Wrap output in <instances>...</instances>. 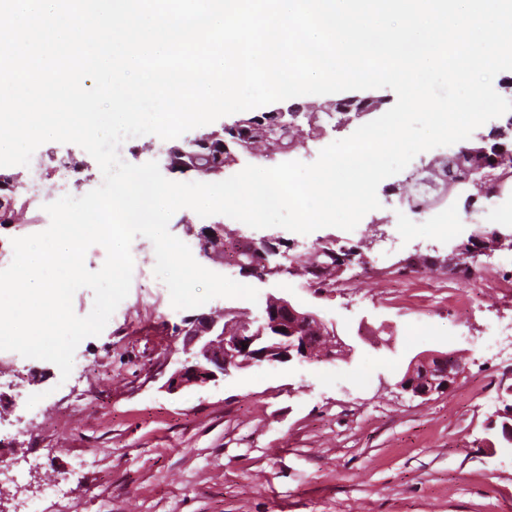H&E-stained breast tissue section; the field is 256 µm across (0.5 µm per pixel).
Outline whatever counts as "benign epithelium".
Segmentation results:
<instances>
[{"label":"benign epithelium","instance_id":"1","mask_svg":"<svg viewBox=\"0 0 512 512\" xmlns=\"http://www.w3.org/2000/svg\"><path fill=\"white\" fill-rule=\"evenodd\" d=\"M382 103L383 98L378 96H349L327 103L322 112L340 115L336 124L339 128L379 109ZM323 134L319 113L305 112L299 105L276 107L261 114L244 113L230 125L189 140L182 147L170 148L171 169L220 175L239 153L259 149L273 160ZM511 134L512 114L505 125L481 137L483 145L470 148L473 165L463 180L476 185L485 182L498 163L512 154V148L503 143ZM197 238L200 255L212 259L224 255V225L212 224ZM178 334L183 336L186 358L176 362L163 385L169 393L202 388L253 365L310 364L336 359L337 347L348 355L354 351L338 336L336 325L274 295L267 297L261 315L253 320L233 310L224 311L220 320L200 313L185 318ZM463 370V360L454 352L420 354L410 361L397 387L413 397L428 399L448 392Z\"/></svg>","mask_w":512,"mask_h":512}]
</instances>
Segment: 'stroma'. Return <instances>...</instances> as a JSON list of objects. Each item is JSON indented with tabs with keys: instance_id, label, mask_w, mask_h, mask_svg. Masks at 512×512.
Here are the masks:
<instances>
[{
	"instance_id": "35a3bbf8",
	"label": "stroma",
	"mask_w": 512,
	"mask_h": 512,
	"mask_svg": "<svg viewBox=\"0 0 512 512\" xmlns=\"http://www.w3.org/2000/svg\"><path fill=\"white\" fill-rule=\"evenodd\" d=\"M169 141L137 138L124 159L157 162L170 172ZM43 194L80 197L98 187L96 161L73 143L49 141L36 150ZM75 170L61 185L60 160ZM17 176L18 224L0 226V245L18 232L44 231L28 203L27 167ZM382 205L354 230L325 227L309 234L281 227L254 229L228 216L202 218L183 208L169 231L198 252L197 230L209 223L249 240L277 238L281 264L306 256L312 244L332 241L372 262V276L351 280L349 269L332 285L309 287L304 277L269 279L200 258L203 267L257 289V302L218 297L204 312L235 309L259 315L268 295H284L316 311L352 355L300 365L263 364L203 388L171 394L163 385L182 358L178 328L187 310L171 305L154 274L152 242L140 249L128 296L100 335L74 353L69 378L56 365L15 356L26 373L0 367V429L13 440L0 460L12 469L0 482V512L28 498L33 512H512V444L501 433L512 406V358L498 352L499 327L512 322V288L488 283L470 292L448 256L475 233L471 224L392 223L391 187ZM424 352H456L464 370L448 393L423 400L397 383L410 360ZM92 455L69 507L51 483Z\"/></svg>"
}]
</instances>
